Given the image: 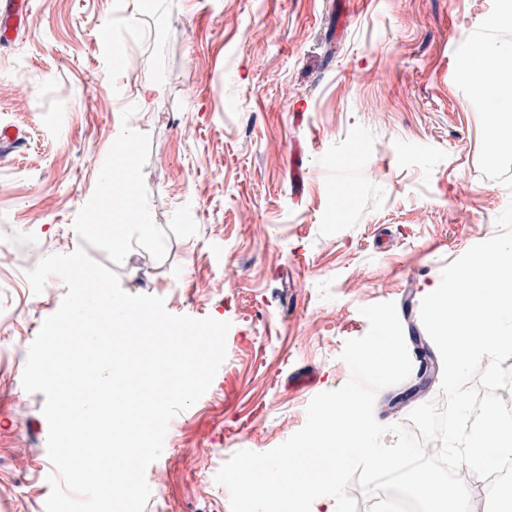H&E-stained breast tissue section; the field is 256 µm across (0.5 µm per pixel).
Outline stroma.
Returning <instances> with one entry per match:
<instances>
[{
    "mask_svg": "<svg viewBox=\"0 0 512 512\" xmlns=\"http://www.w3.org/2000/svg\"><path fill=\"white\" fill-rule=\"evenodd\" d=\"M347 20H340L341 9ZM492 0H31L0 47V498L45 512L53 467L27 351L67 291L25 276L84 247L130 294L230 322L208 391L169 422L145 512H231L215 481L342 387L361 307L395 303L409 354L443 268L495 235L512 200L482 177L480 121L454 82L458 32ZM140 54L136 79L112 47ZM161 91L149 94L146 82ZM138 146L133 178L117 150ZM132 203L101 206L104 172ZM119 226L115 250L95 226ZM152 226L143 233L142 223Z\"/></svg>",
    "mask_w": 512,
    "mask_h": 512,
    "instance_id": "35a3bbf8",
    "label": "stroma"
}]
</instances>
